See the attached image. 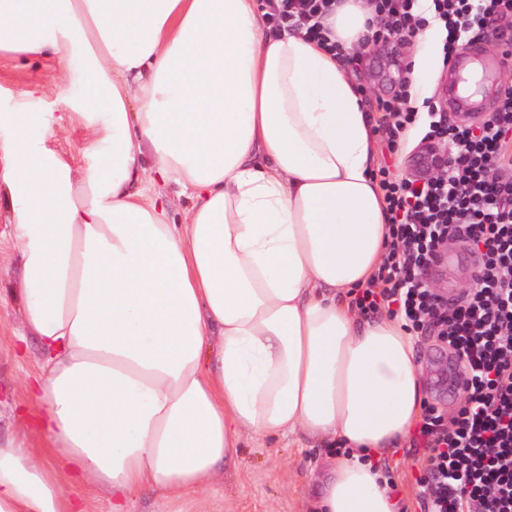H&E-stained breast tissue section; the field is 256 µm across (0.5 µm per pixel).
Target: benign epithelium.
<instances>
[{
	"mask_svg": "<svg viewBox=\"0 0 512 512\" xmlns=\"http://www.w3.org/2000/svg\"><path fill=\"white\" fill-rule=\"evenodd\" d=\"M454 58L462 64L441 76L436 100L448 119V127H481L496 110L501 73L492 66L484 49L473 42L458 46ZM447 166L448 143L427 141L419 145L416 160L406 170L405 178L421 181L443 176Z\"/></svg>",
	"mask_w": 512,
	"mask_h": 512,
	"instance_id": "benign-epithelium-1",
	"label": "benign epithelium"
}]
</instances>
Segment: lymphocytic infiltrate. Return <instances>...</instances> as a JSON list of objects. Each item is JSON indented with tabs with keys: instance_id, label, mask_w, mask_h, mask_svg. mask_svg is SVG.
<instances>
[{
	"instance_id": "lymphocytic-infiltrate-1",
	"label": "lymphocytic infiltrate",
	"mask_w": 512,
	"mask_h": 512,
	"mask_svg": "<svg viewBox=\"0 0 512 512\" xmlns=\"http://www.w3.org/2000/svg\"><path fill=\"white\" fill-rule=\"evenodd\" d=\"M377 25L369 41L412 40L430 23L446 32L451 60L461 36L476 39L492 26L512 25V0H368ZM273 25L318 35L332 0H271ZM426 139L449 135L447 176L418 182L375 176L390 214L391 242L355 303L366 314L402 318L412 331L429 329L464 358L465 398L451 422L424 407L413 443L421 451L419 496L425 512H512V84L504 83L493 120L473 131H447L428 101ZM389 152L410 131L418 110L409 90L378 100ZM465 230L479 257L475 286L459 307L443 306L427 283L432 254L450 231Z\"/></svg>"
}]
</instances>
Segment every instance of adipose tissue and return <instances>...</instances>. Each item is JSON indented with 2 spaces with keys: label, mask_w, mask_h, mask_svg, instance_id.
Listing matches in <instances>:
<instances>
[{
  "label": "adipose tissue",
  "mask_w": 512,
  "mask_h": 512,
  "mask_svg": "<svg viewBox=\"0 0 512 512\" xmlns=\"http://www.w3.org/2000/svg\"><path fill=\"white\" fill-rule=\"evenodd\" d=\"M264 16L257 0H0V58L64 68L0 109V211L42 350L36 426L69 470L0 444V512H83L70 481L111 512L145 489L156 512H200L244 439L285 433L347 450L308 512H397L381 459L423 409L416 339L351 308L389 242L343 63L373 17L336 0L339 56ZM73 125L83 166L46 145ZM158 181L188 193L183 223ZM75 491L83 498L87 512H108L109 504L107 494L103 490L83 486L81 488H75Z\"/></svg>",
  "instance_id": "1"
}]
</instances>
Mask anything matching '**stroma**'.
<instances>
[{
	"instance_id": "35a3bbf8",
	"label": "stroma",
	"mask_w": 512,
	"mask_h": 512,
	"mask_svg": "<svg viewBox=\"0 0 512 512\" xmlns=\"http://www.w3.org/2000/svg\"><path fill=\"white\" fill-rule=\"evenodd\" d=\"M380 57L366 65L350 64L352 82L362 88L367 111H374L379 98L390 99L394 86L373 78ZM62 73L61 65L26 59L0 60V107H9L34 84L52 89ZM21 311L10 296L0 297V440L17 439L45 465L62 469L59 457L47 454V439L34 430L31 421L36 406L27 382L38 371L41 350L34 339L19 340ZM417 355L424 370L427 401L452 418L463 400L448 392L445 370L439 360L445 351L430 332L417 336ZM335 445L303 441L299 436H268L243 441L235 461L226 464L200 496L202 512H301L307 484L320 477L335 458ZM390 488L399 512H423L418 498V466L415 450L402 444L384 457Z\"/></svg>"
}]
</instances>
